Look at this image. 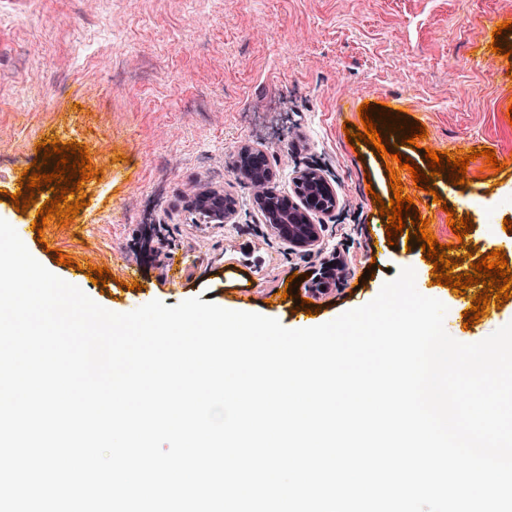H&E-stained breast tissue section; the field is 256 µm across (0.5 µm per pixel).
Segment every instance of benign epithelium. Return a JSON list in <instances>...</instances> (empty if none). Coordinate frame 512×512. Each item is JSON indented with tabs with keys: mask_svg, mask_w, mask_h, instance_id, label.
<instances>
[{
	"mask_svg": "<svg viewBox=\"0 0 512 512\" xmlns=\"http://www.w3.org/2000/svg\"><path fill=\"white\" fill-rule=\"evenodd\" d=\"M232 171L245 178L254 188V202L271 231L288 244L313 250L321 241L322 225L318 215H329L337 204L336 191L319 170L308 168L295 178L298 200L280 196L272 187L274 171L266 150L252 145L238 149ZM192 209H204L213 224L232 223L233 200L215 189L200 190L188 201Z\"/></svg>",
	"mask_w": 512,
	"mask_h": 512,
	"instance_id": "7a95c632",
	"label": "benign epithelium"
}]
</instances>
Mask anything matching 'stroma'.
<instances>
[{
	"label": "stroma",
	"instance_id": "obj_1",
	"mask_svg": "<svg viewBox=\"0 0 512 512\" xmlns=\"http://www.w3.org/2000/svg\"><path fill=\"white\" fill-rule=\"evenodd\" d=\"M504 21L512 0H0V154L8 157L0 183L22 181L42 141L86 146L99 172L83 182L86 204L67 225L32 231L52 196L46 187L23 213L0 193V219L57 277H68L57 255L83 266L74 286L116 313L196 296L229 310L246 286L253 294L243 311L293 329L302 301L328 322L409 267L418 291L446 306L452 338L489 336L512 322V299L465 325L475 288L435 284L414 226L387 236L377 205L393 196L386 162L346 135L363 129L361 104L398 98L404 120L425 125L427 136L414 147L399 133L383 136L418 166L426 149L459 157L465 141H483L504 170L478 158L467 184L442 177L427 192L408 170L399 177L458 272L470 269L469 248L478 258L501 249L512 262V232L503 228L512 221V56L484 43ZM244 144L268 151L283 195L309 167L335 187L319 249H296L267 226L252 188L229 169ZM205 187L235 198L233 223L209 224L188 208ZM451 210L473 224L464 239L448 226ZM335 254L346 276L314 293L306 275ZM125 265L137 289H126ZM95 266L111 279L93 283ZM283 287L288 299L275 303Z\"/></svg>",
	"mask_w": 512,
	"mask_h": 512
}]
</instances>
